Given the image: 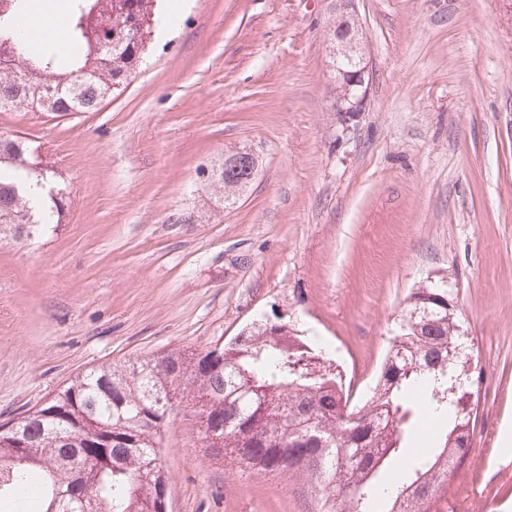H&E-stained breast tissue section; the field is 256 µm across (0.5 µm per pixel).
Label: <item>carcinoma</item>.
<instances>
[{
	"label": "carcinoma",
	"mask_w": 512,
	"mask_h": 512,
	"mask_svg": "<svg viewBox=\"0 0 512 512\" xmlns=\"http://www.w3.org/2000/svg\"><path fill=\"white\" fill-rule=\"evenodd\" d=\"M28 0H0V112L18 98L41 113L87 112L138 69L158 0H73L69 48L51 34L25 48ZM32 145L0 137V230L59 224L62 174L35 173ZM245 169L224 171L220 192ZM374 386L358 399L320 362L322 346L252 322L224 345L182 348L76 377L39 408L0 424V504L9 512L61 510L77 459L94 512H158L167 485L162 428L179 407L224 466L276 473L310 499L309 512H430L465 460L480 374L455 393L465 342L448 289L427 283L406 300ZM24 451L16 450L17 440Z\"/></svg>",
	"instance_id": "obj_1"
}]
</instances>
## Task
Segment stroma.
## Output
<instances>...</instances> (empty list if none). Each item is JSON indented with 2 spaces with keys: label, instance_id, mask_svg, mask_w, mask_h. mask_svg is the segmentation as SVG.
Segmentation results:
<instances>
[{
  "label": "stroma",
  "instance_id": "1",
  "mask_svg": "<svg viewBox=\"0 0 512 512\" xmlns=\"http://www.w3.org/2000/svg\"><path fill=\"white\" fill-rule=\"evenodd\" d=\"M365 109L333 108L331 0H187L96 111L0 112L67 184L62 223L0 239V422L92 368L293 325L372 386L412 288L446 281L482 374L454 512H512V0H357ZM259 160L223 196L203 172ZM194 213L193 224L179 223ZM169 512H308L182 415Z\"/></svg>",
  "mask_w": 512,
  "mask_h": 512
}]
</instances>
